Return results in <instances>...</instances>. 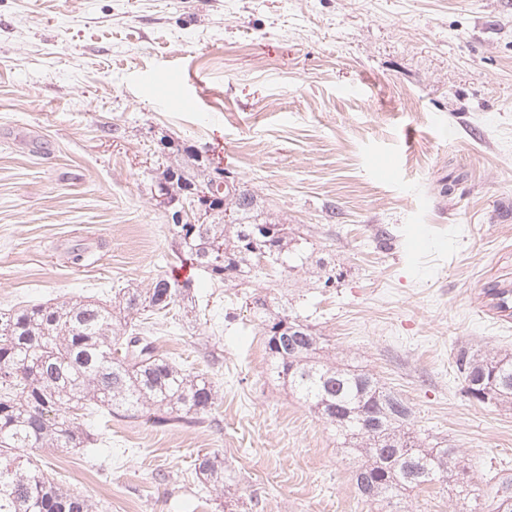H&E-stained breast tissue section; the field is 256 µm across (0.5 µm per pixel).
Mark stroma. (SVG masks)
<instances>
[{
	"instance_id": "obj_1",
	"label": "stroma",
	"mask_w": 512,
	"mask_h": 512,
	"mask_svg": "<svg viewBox=\"0 0 512 512\" xmlns=\"http://www.w3.org/2000/svg\"><path fill=\"white\" fill-rule=\"evenodd\" d=\"M189 145L312 254L247 286L192 270L206 314L162 321L158 347L214 382L212 416L112 420L95 447L38 449L47 476L103 512H380L268 374L255 287L461 451L468 498L438 485L394 512L489 502L512 474V410L468 401L454 356L512 353V314L486 295L512 289V0H0V308L176 276L152 177ZM214 451L229 490L194 473Z\"/></svg>"
}]
</instances>
